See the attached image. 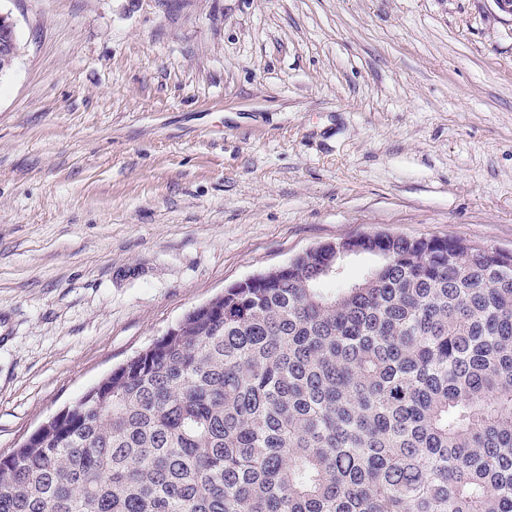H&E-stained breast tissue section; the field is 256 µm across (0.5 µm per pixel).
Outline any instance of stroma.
Here are the masks:
<instances>
[{"mask_svg":"<svg viewBox=\"0 0 512 512\" xmlns=\"http://www.w3.org/2000/svg\"><path fill=\"white\" fill-rule=\"evenodd\" d=\"M0 453L189 310L389 234L512 252L494 0H0ZM4 29V33L1 37V31H0V67L2 69L10 68L14 65L15 60L19 56V45L17 44L18 38L16 33V23L9 13H2L0 14V30L1 28ZM13 30L14 37L9 36V31ZM17 42H16V41Z\"/></svg>","mask_w":512,"mask_h":512,"instance_id":"1","label":"stroma"}]
</instances>
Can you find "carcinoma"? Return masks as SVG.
<instances>
[{
	"instance_id": "cac0c4a2",
	"label": "carcinoma",
	"mask_w": 512,
	"mask_h": 512,
	"mask_svg": "<svg viewBox=\"0 0 512 512\" xmlns=\"http://www.w3.org/2000/svg\"><path fill=\"white\" fill-rule=\"evenodd\" d=\"M242 281L0 454V512H512V257Z\"/></svg>"
}]
</instances>
